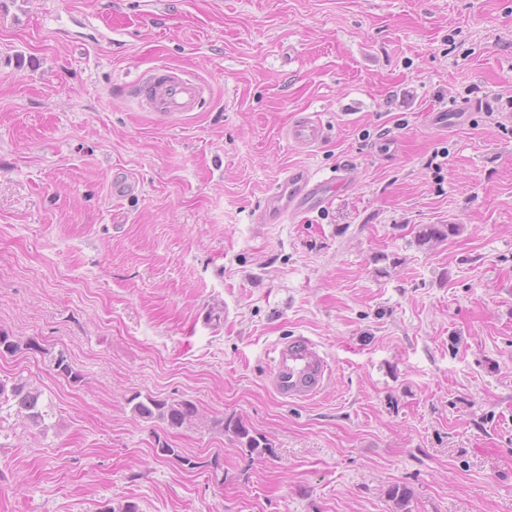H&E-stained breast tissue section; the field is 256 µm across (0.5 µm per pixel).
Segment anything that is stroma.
Instances as JSON below:
<instances>
[{
  "label": "stroma",
  "mask_w": 512,
  "mask_h": 512,
  "mask_svg": "<svg viewBox=\"0 0 512 512\" xmlns=\"http://www.w3.org/2000/svg\"><path fill=\"white\" fill-rule=\"evenodd\" d=\"M159 66L201 109L138 105ZM291 166L351 180L255 223ZM0 332L49 411L0 412V512H512V0H0ZM289 336L334 365L305 402L269 385ZM286 135L296 146L310 148L326 140L329 130L317 115H305L288 125ZM140 398L141 394H136L129 400L133 403V411L138 416L144 419L159 416L166 419L171 427H181L184 423L191 421L196 414L195 406L186 400L169 402L151 396ZM224 434L237 442L239 451L248 458L274 455L275 451L267 437L244 423L240 418L228 417L222 421Z\"/></svg>",
  "instance_id": "stroma-1"
}]
</instances>
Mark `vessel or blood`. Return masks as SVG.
I'll return each instance as SVG.
<instances>
[{
	"label": "vessel or blood",
	"mask_w": 512,
	"mask_h": 512,
	"mask_svg": "<svg viewBox=\"0 0 512 512\" xmlns=\"http://www.w3.org/2000/svg\"><path fill=\"white\" fill-rule=\"evenodd\" d=\"M133 93L142 107L163 116H180L194 111L204 99L205 84L183 71L159 67L138 83ZM289 141L310 148L327 139L329 130L318 116L305 115L289 124ZM349 173L337 169L318 177L305 168L289 169L287 176L256 212V221L280 224L297 214L321 208L347 185ZM334 369L319 345L306 336L278 341L273 349L270 385L282 399L301 402L317 396L331 379Z\"/></svg>",
	"instance_id": "b4317fda"
}]
</instances>
